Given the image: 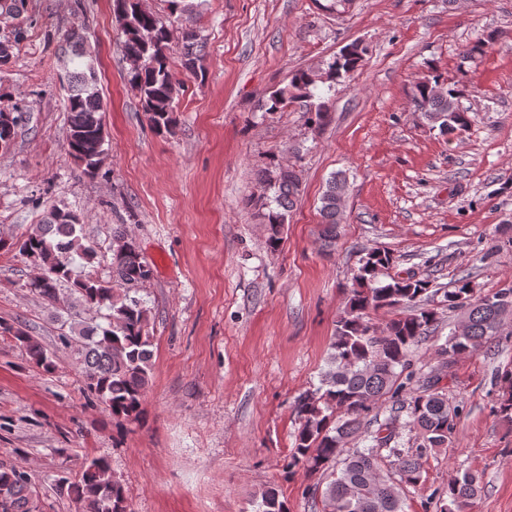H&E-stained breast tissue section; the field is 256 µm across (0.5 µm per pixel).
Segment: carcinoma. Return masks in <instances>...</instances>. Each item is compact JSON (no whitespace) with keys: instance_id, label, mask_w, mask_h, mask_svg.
Here are the masks:
<instances>
[{"instance_id":"carcinoma-1","label":"carcinoma","mask_w":512,"mask_h":512,"mask_svg":"<svg viewBox=\"0 0 512 512\" xmlns=\"http://www.w3.org/2000/svg\"><path fill=\"white\" fill-rule=\"evenodd\" d=\"M169 16L144 9L140 0H114L124 36V57L143 59L139 68L129 69L127 82L141 101L152 128L171 134L176 126L175 87L169 66L171 17L193 11L187 0H168ZM76 68L67 74L66 110L70 114L67 145L79 163L81 174L97 175L105 159L103 101L97 88V58L82 47L79 29L66 32ZM365 48L353 42L344 46L323 71H296L283 87L264 95L260 110L282 112L296 103L309 126L321 128L331 121L326 102L316 93L317 83L348 80L364 61ZM182 66L193 77L205 76L202 45L192 26L182 29ZM415 111L439 128L453 134L468 127L467 112L457 103V91L445 85L438 75L418 81L412 97ZM26 115L16 108H0V141L15 139L25 124ZM260 182L272 192L269 201L255 200L265 210L269 226L268 247L276 250L281 229L296 205L301 178L294 169L272 164L260 174ZM345 178L331 177L321 198L319 233L325 252L336 249L342 219ZM80 214L66 207L50 206L41 224L11 239L0 238V250L26 258L38 273L24 287L55 309L62 345L78 354L85 389L119 422L138 420L142 401L152 373V340L149 310L138 296L140 287L152 276L135 240L125 224L112 225V279L104 281L90 272L75 274L76 265L96 256L93 246L84 243ZM393 259L389 252L375 248L360 259L345 309L333 331L328 369L320 385L300 394L294 404L299 421L292 464L326 482L323 492L328 512H402L400 488L384 474L377 449L390 445L399 433L395 419L387 418L373 432H361L363 421L376 408L378 400L390 393L399 394L404 383L400 373L409 367L411 347L425 340L437 320L434 310L425 307L430 282L412 276H380ZM448 310L463 315L462 331L451 333L440 345L438 371L448 368V360L466 356L512 329L504 331L512 314V281L483 297L472 296L469 283L444 293ZM406 306L410 314L376 328L368 312L378 308ZM107 321L97 323L98 317ZM0 336L13 338L24 349L29 363L46 372L55 367L53 355L19 323H1ZM507 391L500 402V413L512 420V369L503 373ZM440 376L424 394L410 396L406 405L409 427L420 439L417 448L427 450L448 446L454 432L459 406L448 402L436 388ZM363 436L370 445L346 450L351 437ZM399 482L415 487L422 482L418 459L401 455L397 448ZM481 491L480 477L466 473L448 484V505L442 512H463ZM68 492L79 512H129L120 482L112 475L107 459L86 461L79 478L69 483ZM35 490L27 476L14 469H0V512H33ZM256 512H288L286 502L275 489L262 492Z\"/></svg>"}]
</instances>
